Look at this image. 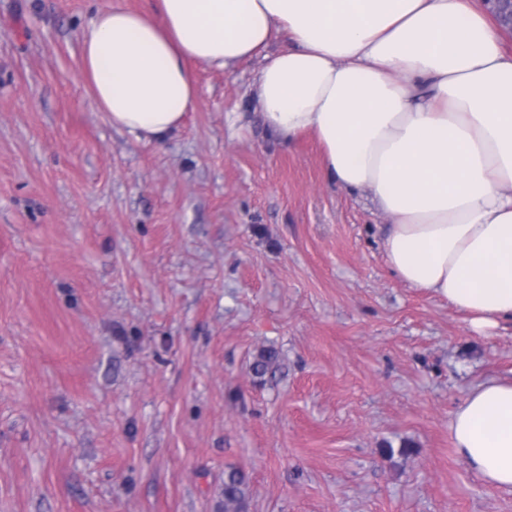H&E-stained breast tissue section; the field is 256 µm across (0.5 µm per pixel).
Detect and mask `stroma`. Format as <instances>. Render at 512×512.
Instances as JSON below:
<instances>
[{"label":"stroma","mask_w":512,"mask_h":512,"mask_svg":"<svg viewBox=\"0 0 512 512\" xmlns=\"http://www.w3.org/2000/svg\"><path fill=\"white\" fill-rule=\"evenodd\" d=\"M154 4L0 0V512H221L232 468L247 512H512L451 433L512 322L391 273L390 217L262 124L259 60L197 68L160 144L112 127L77 35ZM279 368V353L272 347L261 349L252 363V371L258 378H263L268 374L272 376Z\"/></svg>","instance_id":"stroma-1"}]
</instances>
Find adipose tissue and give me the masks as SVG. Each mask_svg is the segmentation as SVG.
<instances>
[{
	"label": "adipose tissue",
	"instance_id": "1",
	"mask_svg": "<svg viewBox=\"0 0 512 512\" xmlns=\"http://www.w3.org/2000/svg\"><path fill=\"white\" fill-rule=\"evenodd\" d=\"M79 42L94 106L145 143L194 110L195 67L260 59L265 126L314 133L328 181L371 192L391 271L475 331L512 321V55L475 0H156L99 10ZM451 430L468 467L512 490V380L475 387Z\"/></svg>",
	"mask_w": 512,
	"mask_h": 512
}]
</instances>
